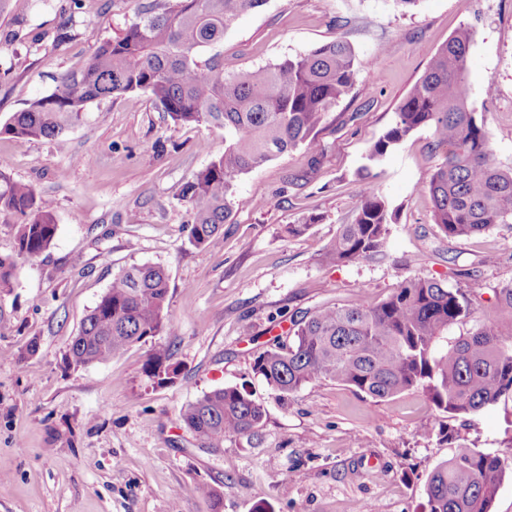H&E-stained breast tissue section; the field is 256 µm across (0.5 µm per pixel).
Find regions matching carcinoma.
Masks as SVG:
<instances>
[{"label": "carcinoma", "mask_w": 512, "mask_h": 512, "mask_svg": "<svg viewBox=\"0 0 512 512\" xmlns=\"http://www.w3.org/2000/svg\"><path fill=\"white\" fill-rule=\"evenodd\" d=\"M263 2L149 0L136 22L104 43L81 70L62 75L55 91L14 113L0 134L62 143L89 104L127 92L149 96L177 122L224 129V154L180 191L189 206L192 242L210 245L232 214L237 179L300 145L318 155L314 133L356 78V53L342 34L306 54L233 76L224 75L216 54L199 60L241 14ZM473 36L466 25L448 39L398 105L394 124L369 146L359 172L360 203L325 249L327 263H354L382 251L395 211L372 168L421 128L431 131L432 148L442 155L426 185L439 229L461 238L512 223V166L496 161L485 119L470 104ZM2 210L21 217V257L38 256L56 236L51 203L32 185L0 172ZM16 267L14 259L0 257V288L11 286ZM168 293L163 266L123 269L72 340L71 363H103L142 340L175 335ZM496 296L505 316L488 328L450 336L471 315L467 292L435 279L408 278L374 306L356 301L304 315L287 340L259 353L253 371L283 395L327 379L372 399L420 391L439 413L465 418L512 401V283ZM169 359L168 349H152L147 376L161 385L176 379L178 369ZM264 415L246 393L225 387L185 406L179 421L201 447L217 448L226 437L256 436ZM504 476L499 456L458 443L426 483L427 512H490Z\"/></svg>", "instance_id": "obj_1"}]
</instances>
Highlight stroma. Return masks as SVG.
Returning a JSON list of instances; mask_svg holds the SVG:
<instances>
[{"mask_svg":"<svg viewBox=\"0 0 512 512\" xmlns=\"http://www.w3.org/2000/svg\"><path fill=\"white\" fill-rule=\"evenodd\" d=\"M141 0H35L0 13V125L50 94L99 46L135 21ZM475 29L471 104L483 113L498 162L512 166V0H266L242 15L218 47L236 75L306 53L345 33L354 86L316 132L322 150L280 155L237 182L238 206L217 241L195 245L185 182L224 151V132L184 125L145 94L91 103L63 144L0 135V171L48 198L58 231L27 259L17 216L0 212V257L17 261L0 289V512H425L424 487L451 454L444 434L498 455L507 472L491 512H512V403L467 421L442 417L418 391L374 400L330 380L282 396L252 365L294 320L328 305L377 304L406 278L475 285L474 311L452 335L494 323L495 292L512 282V223L446 237L424 186L441 158L421 129L374 168L396 211L383 251L348 265L321 253L360 203L366 151L438 49L462 24ZM495 93L485 96L487 82ZM319 221L300 237L284 227ZM159 264L175 335L82 367L71 340L113 277ZM169 347L178 377L144 372ZM235 387L265 409L257 437L200 448L179 413L203 394ZM217 491L219 504L199 489Z\"/></svg>","mask_w":512,"mask_h":512,"instance_id":"stroma-1","label":"stroma"}]
</instances>
